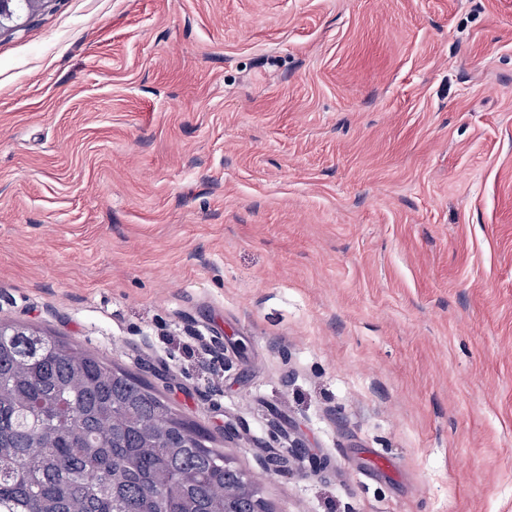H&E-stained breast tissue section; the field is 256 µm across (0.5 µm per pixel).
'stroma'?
I'll use <instances>...</instances> for the list:
<instances>
[{
	"label": "stroma",
	"mask_w": 512,
	"mask_h": 512,
	"mask_svg": "<svg viewBox=\"0 0 512 512\" xmlns=\"http://www.w3.org/2000/svg\"><path fill=\"white\" fill-rule=\"evenodd\" d=\"M0 322L269 512H512V0H46L0 31Z\"/></svg>",
	"instance_id": "35a3bbf8"
}]
</instances>
